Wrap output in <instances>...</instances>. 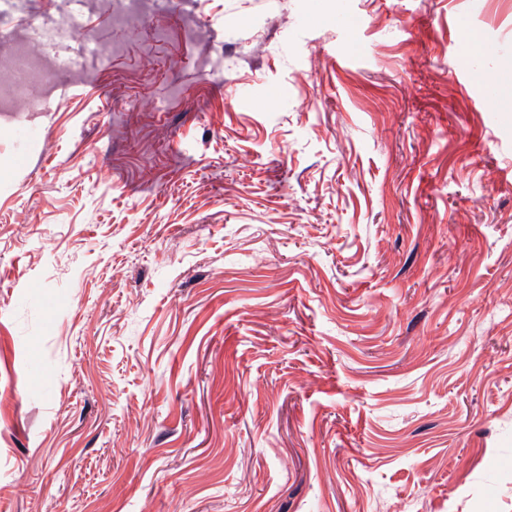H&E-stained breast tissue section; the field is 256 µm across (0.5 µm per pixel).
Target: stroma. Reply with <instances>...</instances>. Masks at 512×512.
<instances>
[{
  "mask_svg": "<svg viewBox=\"0 0 512 512\" xmlns=\"http://www.w3.org/2000/svg\"><path fill=\"white\" fill-rule=\"evenodd\" d=\"M73 15L0 112V512H512V0H20L0 55ZM0 71L8 72L10 83L5 86L10 102L18 112H30L37 108L38 101L32 95L36 87H44L53 82L56 70L36 65L21 49L0 56Z\"/></svg>",
  "mask_w": 512,
  "mask_h": 512,
  "instance_id": "35a3bbf8",
  "label": "stroma"
}]
</instances>
